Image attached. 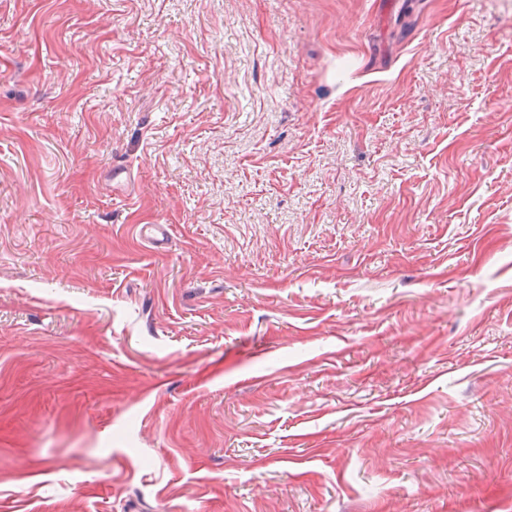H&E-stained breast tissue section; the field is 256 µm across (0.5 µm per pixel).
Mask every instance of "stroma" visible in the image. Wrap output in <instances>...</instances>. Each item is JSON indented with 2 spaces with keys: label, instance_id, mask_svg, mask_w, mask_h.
Wrapping results in <instances>:
<instances>
[{
  "label": "stroma",
  "instance_id": "35a3bbf8",
  "mask_svg": "<svg viewBox=\"0 0 512 512\" xmlns=\"http://www.w3.org/2000/svg\"><path fill=\"white\" fill-rule=\"evenodd\" d=\"M1 503L512 512V0H0Z\"/></svg>",
  "mask_w": 512,
  "mask_h": 512
}]
</instances>
